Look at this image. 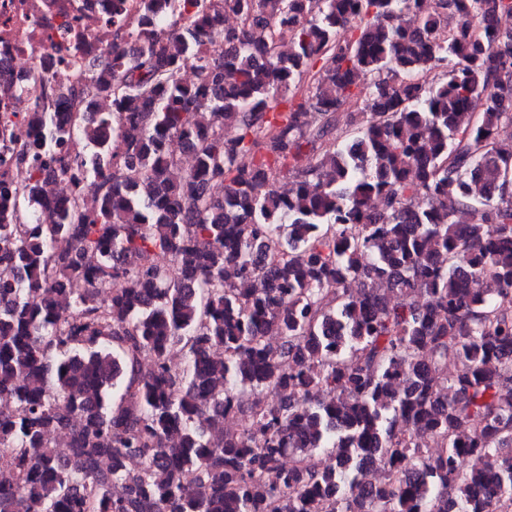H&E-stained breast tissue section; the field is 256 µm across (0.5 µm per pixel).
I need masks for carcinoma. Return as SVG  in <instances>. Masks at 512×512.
Returning a JSON list of instances; mask_svg holds the SVG:
<instances>
[{
	"label": "carcinoma",
	"instance_id": "1",
	"mask_svg": "<svg viewBox=\"0 0 512 512\" xmlns=\"http://www.w3.org/2000/svg\"><path fill=\"white\" fill-rule=\"evenodd\" d=\"M142 6L110 110L17 112L0 157V512L512 501V0ZM29 137L28 128L24 123L18 121L13 124L3 137L0 126V157L6 154L10 149H16L21 146Z\"/></svg>",
	"mask_w": 512,
	"mask_h": 512
}]
</instances>
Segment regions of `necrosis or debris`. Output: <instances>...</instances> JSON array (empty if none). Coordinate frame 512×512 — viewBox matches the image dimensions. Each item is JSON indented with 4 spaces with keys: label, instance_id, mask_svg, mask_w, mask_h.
Returning a JSON list of instances; mask_svg holds the SVG:
<instances>
[{
    "label": "necrosis or debris",
    "instance_id": "necrosis-or-debris-1",
    "mask_svg": "<svg viewBox=\"0 0 512 512\" xmlns=\"http://www.w3.org/2000/svg\"><path fill=\"white\" fill-rule=\"evenodd\" d=\"M111 51L112 0H0V112L90 111L86 56Z\"/></svg>",
    "mask_w": 512,
    "mask_h": 512
}]
</instances>
